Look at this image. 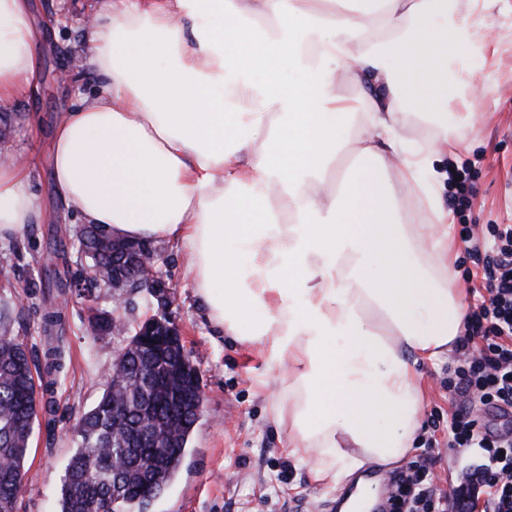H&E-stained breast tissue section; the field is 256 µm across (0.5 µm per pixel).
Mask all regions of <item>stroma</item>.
I'll use <instances>...</instances> for the list:
<instances>
[{"mask_svg": "<svg viewBox=\"0 0 512 512\" xmlns=\"http://www.w3.org/2000/svg\"><path fill=\"white\" fill-rule=\"evenodd\" d=\"M36 25L48 37L42 48L39 92L29 100L0 107L8 122L6 146L15 158L32 165L31 191L43 211L40 223L21 236L0 241V300L10 309L11 329L29 351L32 364L42 365L45 339L40 327L47 313L57 316L64 339L63 368L37 397L38 416L26 467L28 476L14 512H58L65 467L75 451L74 429L80 416L95 406L111 373L113 356L126 339L93 333L90 311H119L128 329L151 317L167 316L177 324L199 369L205 400L190 436L183 463L148 512H331L339 494H354V482L343 490L317 483L309 466L288 453V430L270 417V380L255 348L217 331L207 320L203 303L185 276L175 243L160 240L157 274L167 285L169 304L159 307L147 289L133 293L116 307L109 289L85 286L60 290L59 281L81 277L86 264L74 241L55 242L57 224L78 225L80 216L54 192L46 155L60 112L89 94L97 83L91 66L79 80L62 87L55 67L76 54L82 38L88 0H32ZM490 46L479 68L488 78L487 94L476 98L474 115L462 135L469 150L441 156L440 174L458 166L467 171L470 204L455 223L474 224L483 243H491L492 224H512V0H500L491 20ZM416 370L424 402L415 445L407 458L385 465L381 476L419 460L424 442L436 436L433 470L440 487L457 482L479 463L469 452L449 451L444 440L448 423V359L418 362Z\"/></svg>", "mask_w": 512, "mask_h": 512, "instance_id": "obj_1", "label": "stroma"}]
</instances>
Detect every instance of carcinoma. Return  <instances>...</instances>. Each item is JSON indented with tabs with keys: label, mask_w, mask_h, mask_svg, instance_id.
<instances>
[{
	"label": "carcinoma",
	"mask_w": 512,
	"mask_h": 512,
	"mask_svg": "<svg viewBox=\"0 0 512 512\" xmlns=\"http://www.w3.org/2000/svg\"><path fill=\"white\" fill-rule=\"evenodd\" d=\"M88 260L84 280L112 287V241L98 225L70 229ZM122 318L98 314L92 329L112 333ZM133 335L112 366L97 404L82 414L77 448L62 480L58 512H147L176 476L203 406L194 361L180 346ZM37 384L26 346L13 336L7 306L0 307V512L12 507L26 476ZM164 440L162 448H135L144 431ZM122 463L113 469V461Z\"/></svg>",
	"instance_id": "obj_1"
}]
</instances>
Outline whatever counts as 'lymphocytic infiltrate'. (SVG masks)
<instances>
[{
    "label": "lymphocytic infiltrate",
    "instance_id": "1",
    "mask_svg": "<svg viewBox=\"0 0 512 512\" xmlns=\"http://www.w3.org/2000/svg\"><path fill=\"white\" fill-rule=\"evenodd\" d=\"M470 295L465 334L448 365V445L472 450L480 463L469 487L455 492L482 499L483 512H512V432L482 423L484 411L512 407V224L494 225L481 285ZM431 465L427 456L394 474L391 512H448Z\"/></svg>",
    "mask_w": 512,
    "mask_h": 512
}]
</instances>
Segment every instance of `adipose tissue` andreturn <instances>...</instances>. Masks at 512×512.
I'll list each match as a JSON object with an SVG mask.
<instances>
[{"label": "adipose tissue", "mask_w": 512, "mask_h": 512, "mask_svg": "<svg viewBox=\"0 0 512 512\" xmlns=\"http://www.w3.org/2000/svg\"><path fill=\"white\" fill-rule=\"evenodd\" d=\"M497 3L99 0L86 24L99 81L53 130L57 196L113 236L181 248L208 321L279 369L270 415L324 487L410 453L415 365L464 331L434 167L464 144L444 123L404 129L485 89L455 92L448 63L481 47ZM43 39L31 0H0L1 105L36 95ZM345 81L364 93L353 128ZM411 198L429 224L403 222ZM41 219L28 167L0 163V239Z\"/></svg>", "instance_id": "ef3b65f1"}]
</instances>
